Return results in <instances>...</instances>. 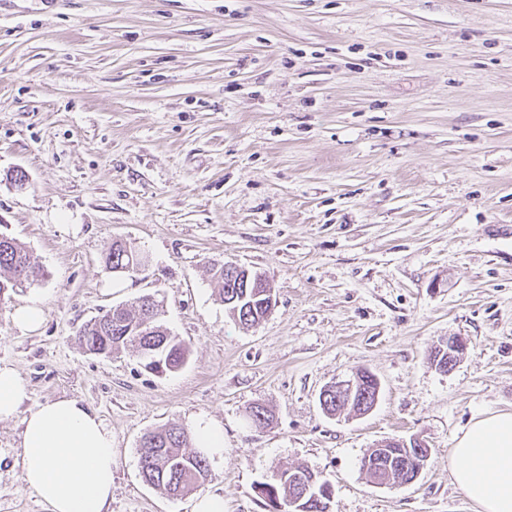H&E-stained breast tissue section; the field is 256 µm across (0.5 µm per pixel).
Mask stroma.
I'll return each mask as SVG.
<instances>
[{
  "label": "stroma",
  "mask_w": 512,
  "mask_h": 512,
  "mask_svg": "<svg viewBox=\"0 0 512 512\" xmlns=\"http://www.w3.org/2000/svg\"><path fill=\"white\" fill-rule=\"evenodd\" d=\"M26 172L24 188L8 176ZM512 0H0V233L45 279L0 297V364L32 403L75 398L112 430L111 512H192L143 482L139 442L200 415L224 429L202 491L268 512L257 485L307 465L331 512H474L456 434L512 410ZM145 254L112 273L107 243ZM232 262L276 300L241 329L212 280ZM152 294L189 346L177 371L86 352L90 319ZM39 302L33 332L15 310ZM468 343L450 372L430 352ZM366 368L374 409L321 389ZM268 426H251L254 404ZM0 421V512H48ZM388 438L419 478L360 469Z\"/></svg>",
  "instance_id": "1"
}]
</instances>
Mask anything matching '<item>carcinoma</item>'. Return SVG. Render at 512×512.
Masks as SVG:
<instances>
[{
  "mask_svg": "<svg viewBox=\"0 0 512 512\" xmlns=\"http://www.w3.org/2000/svg\"><path fill=\"white\" fill-rule=\"evenodd\" d=\"M122 259L125 265H138L139 252L121 240L112 241L105 250V263L115 268L113 257ZM235 264L219 267L214 278L218 295L229 315L240 326L248 329L266 315L264 307L268 284L255 279L248 288L238 287L237 277L231 274ZM44 277V270L34 263L26 247L11 237L0 238V296L8 291L32 284ZM159 304L138 301L134 309L125 308L119 317L105 312L89 320L78 334L80 344L91 354L109 357L116 352L132 349L137 354L150 347L157 348L156 356L164 361V368L171 372L186 361L188 346L179 337L158 324ZM193 438L182 427L172 426L146 433L139 447V460L144 462L140 475L144 482L167 493L177 495L202 485L208 473L207 457L192 448ZM368 466L367 475L375 480L382 478L397 486L405 484V461L403 449L388 444L373 450L368 459L361 461ZM295 471L300 480L310 484V489L300 503L301 512H324L319 507L322 480L307 466H298ZM258 488L268 504L274 501L286 505L288 500L302 494L296 480L281 472L271 482H261Z\"/></svg>",
  "mask_w": 512,
  "mask_h": 512,
  "instance_id": "carcinoma-1",
  "label": "carcinoma"
}]
</instances>
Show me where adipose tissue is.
Wrapping results in <instances>:
<instances>
[{
    "mask_svg": "<svg viewBox=\"0 0 512 512\" xmlns=\"http://www.w3.org/2000/svg\"><path fill=\"white\" fill-rule=\"evenodd\" d=\"M29 399L26 381L0 364V421L22 419L18 465L26 489L49 512H109L117 460L111 429L76 399ZM448 470L475 512H512V411L462 429Z\"/></svg>",
    "mask_w": 512,
    "mask_h": 512,
    "instance_id": "ef3b65f1",
    "label": "adipose tissue"
}]
</instances>
